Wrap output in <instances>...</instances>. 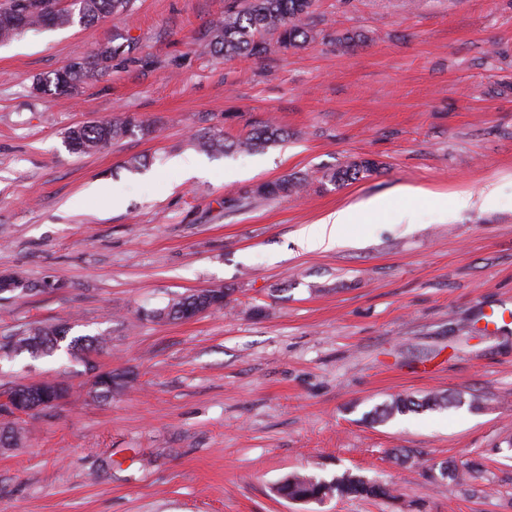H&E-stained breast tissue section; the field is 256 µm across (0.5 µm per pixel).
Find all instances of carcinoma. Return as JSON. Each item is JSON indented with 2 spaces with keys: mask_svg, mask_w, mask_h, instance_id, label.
I'll return each mask as SVG.
<instances>
[{
  "mask_svg": "<svg viewBox=\"0 0 512 512\" xmlns=\"http://www.w3.org/2000/svg\"><path fill=\"white\" fill-rule=\"evenodd\" d=\"M131 0H70V3L48 18L33 8L20 26L6 25L0 20V43H6L29 30L68 26L79 17L82 22H93L100 18H121L128 10ZM316 0H238L224 10V20L215 25L206 47L217 57H259L266 54L274 44L280 49H301L315 39L305 20L314 12ZM126 51V45L103 44L90 60L77 59L64 68L38 80L45 91L58 95L73 92L79 83L89 80L105 69L112 58ZM151 124L135 116L125 115L78 124L66 132V143L73 154L83 155L105 149L122 138L150 131ZM288 138V131L267 121L251 130L246 136L229 140L222 133L205 132L192 138L193 144L205 152L253 153ZM380 163L373 159H358L347 163L329 175V181L347 184L379 173ZM310 183L306 174H290L272 182L258 185L252 194L275 199L302 193ZM210 297L189 293L170 299L159 309L146 311L145 316L153 321H171L192 318L210 306L221 308L230 304L229 293L223 287L208 289ZM69 327L62 323H40L31 325L13 335L12 353L27 354L33 358L52 357L59 351L70 355L82 353L83 361L90 355L103 351L108 339L102 336H78L68 338ZM121 376L112 371L100 377L95 397L100 401L112 399V392L126 387ZM47 395L46 384L28 382L14 385L0 392V397L19 400L27 405L42 400ZM456 400L444 394L431 393L420 399L396 396L368 414L372 421H383L396 414L416 412L420 409L445 410L454 406ZM277 492L285 499L302 502L322 501L334 496L388 497L389 486L371 482L349 470L327 481L315 474L295 472L286 476L277 486Z\"/></svg>",
  "mask_w": 512,
  "mask_h": 512,
  "instance_id": "cac0c4a2",
  "label": "carcinoma"
}]
</instances>
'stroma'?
<instances>
[{"mask_svg":"<svg viewBox=\"0 0 512 512\" xmlns=\"http://www.w3.org/2000/svg\"><path fill=\"white\" fill-rule=\"evenodd\" d=\"M228 3L132 0L122 19L0 45V273L55 283L0 300V336L64 322L108 337L95 364L131 378L101 402L79 359L0 360V385L71 386L0 447V512H512V0H317L319 40L231 61L204 48ZM354 32L366 43L341 45ZM112 40L133 48L98 77L35 91ZM124 113L152 132L69 151V127ZM270 119L290 137L256 154L191 142ZM176 157L201 158L203 174L180 179ZM364 157L382 172L328 181ZM296 172L311 177L302 196L249 197ZM97 180L107 194H86ZM458 193L474 206L430 203ZM379 196L387 212L346 245L298 248L302 227ZM404 205L413 223H398ZM218 285L229 307L143 315ZM435 391L461 402L367 418ZM394 448L416 455L400 465ZM452 460L482 471L444 490L432 476ZM346 470L393 498L276 493L296 471Z\"/></svg>","mask_w":512,"mask_h":512,"instance_id":"35a3bbf8","label":"stroma"}]
</instances>
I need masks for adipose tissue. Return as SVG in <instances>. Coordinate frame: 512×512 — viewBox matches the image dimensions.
I'll return each mask as SVG.
<instances>
[{"label":"adipose tissue","mask_w":512,"mask_h":512,"mask_svg":"<svg viewBox=\"0 0 512 512\" xmlns=\"http://www.w3.org/2000/svg\"><path fill=\"white\" fill-rule=\"evenodd\" d=\"M385 208L383 198L374 197L336 210L316 224L303 227L298 232V244L305 252H326L347 242V228L364 213L376 214Z\"/></svg>","instance_id":"1"}]
</instances>
